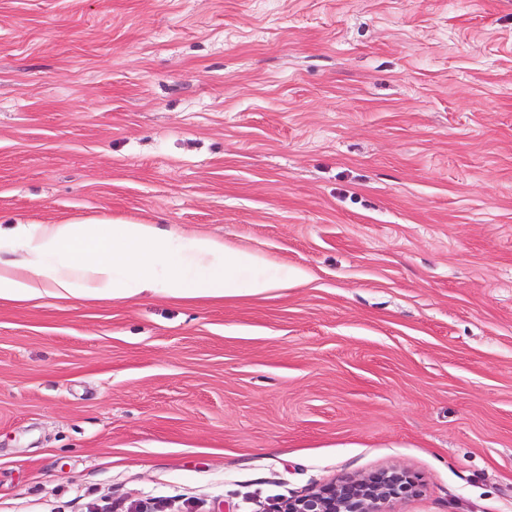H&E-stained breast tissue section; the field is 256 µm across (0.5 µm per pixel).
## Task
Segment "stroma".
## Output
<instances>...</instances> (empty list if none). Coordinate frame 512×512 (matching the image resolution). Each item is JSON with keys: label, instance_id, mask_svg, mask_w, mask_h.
Returning a JSON list of instances; mask_svg holds the SVG:
<instances>
[{"label": "stroma", "instance_id": "35a3bbf8", "mask_svg": "<svg viewBox=\"0 0 512 512\" xmlns=\"http://www.w3.org/2000/svg\"><path fill=\"white\" fill-rule=\"evenodd\" d=\"M94 218L308 278L0 303V512H512V0H0V224ZM420 492L419 482L408 471L393 467L364 478L325 484L288 499L276 512H388L394 500Z\"/></svg>", "mask_w": 512, "mask_h": 512}]
</instances>
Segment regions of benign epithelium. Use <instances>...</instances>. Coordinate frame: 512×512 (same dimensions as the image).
Listing matches in <instances>:
<instances>
[{
  "label": "benign epithelium",
  "instance_id": "7a95c632",
  "mask_svg": "<svg viewBox=\"0 0 512 512\" xmlns=\"http://www.w3.org/2000/svg\"><path fill=\"white\" fill-rule=\"evenodd\" d=\"M419 494V482L408 471L393 467L325 484L286 501L278 512H388L394 500Z\"/></svg>",
  "mask_w": 512,
  "mask_h": 512
}]
</instances>
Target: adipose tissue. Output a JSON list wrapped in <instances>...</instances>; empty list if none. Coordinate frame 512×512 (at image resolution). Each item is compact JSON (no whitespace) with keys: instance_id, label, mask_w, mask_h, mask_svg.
Wrapping results in <instances>:
<instances>
[{"instance_id":"adipose-tissue-1","label":"adipose tissue","mask_w":512,"mask_h":512,"mask_svg":"<svg viewBox=\"0 0 512 512\" xmlns=\"http://www.w3.org/2000/svg\"><path fill=\"white\" fill-rule=\"evenodd\" d=\"M215 239L115 219L0 227V301L251 297L301 281Z\"/></svg>"}]
</instances>
